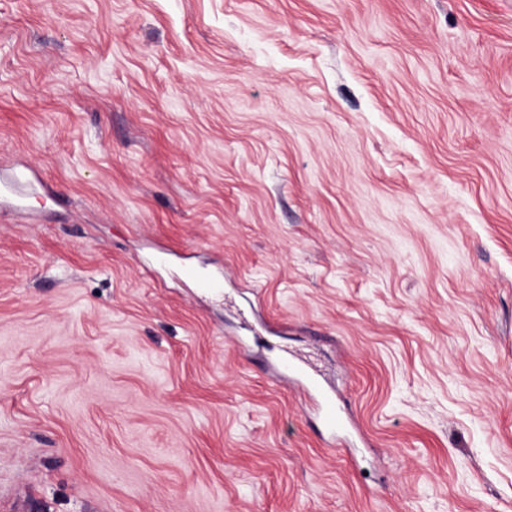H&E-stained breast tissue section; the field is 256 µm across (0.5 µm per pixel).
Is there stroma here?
Listing matches in <instances>:
<instances>
[{"label": "stroma", "instance_id": "1", "mask_svg": "<svg viewBox=\"0 0 512 512\" xmlns=\"http://www.w3.org/2000/svg\"><path fill=\"white\" fill-rule=\"evenodd\" d=\"M0 512H512V0H0ZM278 375L292 377L309 392L315 401L320 424L327 436L328 446L335 447L336 440L342 430V424L336 411V403L330 396L320 392L319 388L309 379L298 374L294 365L285 361L280 367Z\"/></svg>", "mask_w": 512, "mask_h": 512}]
</instances>
